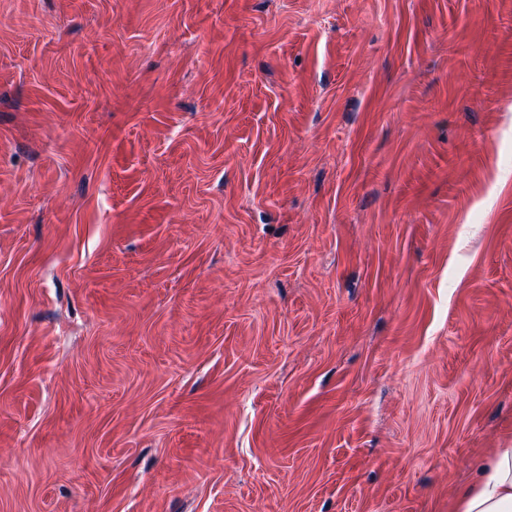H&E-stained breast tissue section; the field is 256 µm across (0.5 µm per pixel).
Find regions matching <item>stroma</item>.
<instances>
[{"label": "stroma", "mask_w": 512, "mask_h": 512, "mask_svg": "<svg viewBox=\"0 0 512 512\" xmlns=\"http://www.w3.org/2000/svg\"><path fill=\"white\" fill-rule=\"evenodd\" d=\"M512 442V0H0V512H449Z\"/></svg>", "instance_id": "1"}]
</instances>
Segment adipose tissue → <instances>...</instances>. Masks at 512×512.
I'll list each match as a JSON object with an SVG mask.
<instances>
[{"label": "adipose tissue", "instance_id": "ef3b65f1", "mask_svg": "<svg viewBox=\"0 0 512 512\" xmlns=\"http://www.w3.org/2000/svg\"><path fill=\"white\" fill-rule=\"evenodd\" d=\"M450 512H512V445L490 450L476 480L459 491Z\"/></svg>", "mask_w": 512, "mask_h": 512}]
</instances>
